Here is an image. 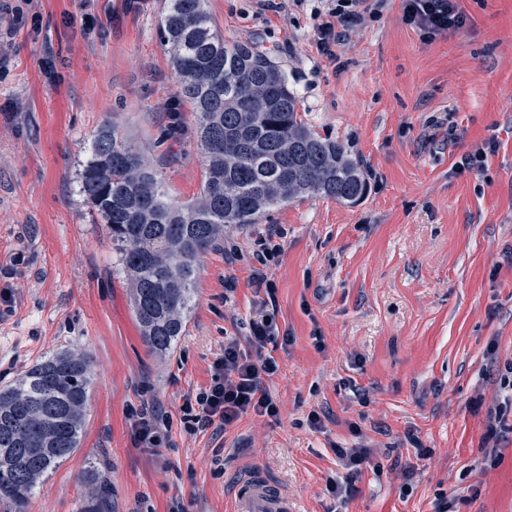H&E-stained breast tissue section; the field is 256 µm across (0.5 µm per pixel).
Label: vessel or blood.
<instances>
[{"label": "vessel or blood", "instance_id": "1", "mask_svg": "<svg viewBox=\"0 0 512 512\" xmlns=\"http://www.w3.org/2000/svg\"><path fill=\"white\" fill-rule=\"evenodd\" d=\"M231 512H300L297 498L273 482L263 470L242 475L236 486Z\"/></svg>", "mask_w": 512, "mask_h": 512}]
</instances>
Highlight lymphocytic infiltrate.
<instances>
[{
    "label": "lymphocytic infiltrate",
    "mask_w": 512,
    "mask_h": 512,
    "mask_svg": "<svg viewBox=\"0 0 512 512\" xmlns=\"http://www.w3.org/2000/svg\"><path fill=\"white\" fill-rule=\"evenodd\" d=\"M387 0H327V7L317 10L313 41L328 60H336V44L347 32L368 19L378 18ZM403 22L420 31L423 37L458 31L467 25V16L458 0H403ZM279 336L273 313L263 311L249 322L246 340L232 337L224 343L223 353L212 365L209 384L189 393L182 405L181 425L186 433L207 429L223 433L227 427L248 413L277 416L279 409L267 390L264 379L277 373L279 366L272 346ZM130 427L136 444L142 448H158L167 439L168 423L159 405L146 404L132 410ZM337 459L346 475L334 481L330 490L336 496H351L365 471L373 468L371 451L336 448Z\"/></svg>",
    "instance_id": "lymphocytic-infiltrate-1"
}]
</instances>
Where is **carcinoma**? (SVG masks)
Here are the masks:
<instances>
[{
  "instance_id": "1",
  "label": "carcinoma",
  "mask_w": 512,
  "mask_h": 512,
  "mask_svg": "<svg viewBox=\"0 0 512 512\" xmlns=\"http://www.w3.org/2000/svg\"><path fill=\"white\" fill-rule=\"evenodd\" d=\"M208 0H168L160 36L179 73L178 95L195 118L205 159L197 197L174 206L154 168L111 122L93 136L79 192L106 224L132 287L131 305L149 350L183 336L198 257L229 225L259 223L271 207L322 196L355 204L366 181L342 144L304 121L288 76L250 43L224 41ZM92 383L85 354L55 353L0 391V501L25 512L40 480L79 448ZM80 512H106L97 471Z\"/></svg>"
}]
</instances>
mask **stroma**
Returning <instances> with one entry per match:
<instances>
[{
    "label": "stroma",
    "instance_id": "obj_1",
    "mask_svg": "<svg viewBox=\"0 0 512 512\" xmlns=\"http://www.w3.org/2000/svg\"><path fill=\"white\" fill-rule=\"evenodd\" d=\"M166 2L0 0V388L60 350L94 364L81 445L26 512H78L93 468L112 512H229L254 468L303 512H436L442 498L454 512H512V394L500 386L512 364V0H462L466 28L429 39L388 0L337 45L336 64L313 42V7L284 16L208 0L226 42L253 44L287 73L304 120L359 162L367 192L354 205L293 199L228 228L199 257L185 334L161 359L77 177L110 121L171 202L197 196L204 161L160 40ZM491 138L482 171L454 174ZM269 224L284 237L263 267L255 241ZM259 267L289 337L265 380L279 417L187 434L185 395L209 383L225 338L246 336L266 298ZM147 402L170 429L151 452L128 418ZM336 443L369 446L379 465L343 499L329 491L343 472Z\"/></svg>",
    "mask_w": 512,
    "mask_h": 512
}]
</instances>
